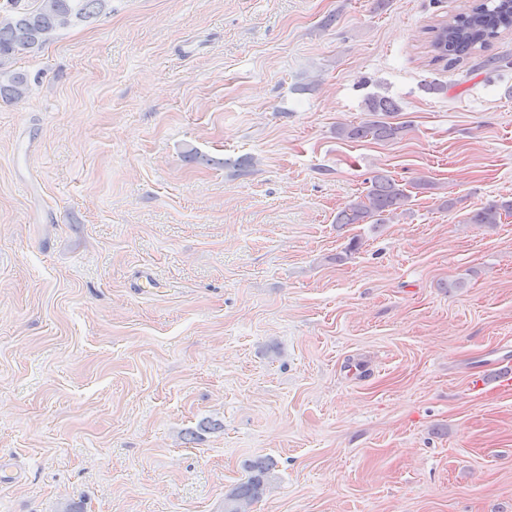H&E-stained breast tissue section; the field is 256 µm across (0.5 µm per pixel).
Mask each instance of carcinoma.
<instances>
[{
    "instance_id": "obj_1",
    "label": "carcinoma",
    "mask_w": 512,
    "mask_h": 512,
    "mask_svg": "<svg viewBox=\"0 0 512 512\" xmlns=\"http://www.w3.org/2000/svg\"><path fill=\"white\" fill-rule=\"evenodd\" d=\"M111 0H37L31 9L17 6L18 0H8L10 10L0 17V95L20 99L28 90V77L23 72L4 67L6 60L40 50L62 29L60 18L69 16L73 24L89 23L108 9ZM512 28V4L508 0H489L459 13L431 28L434 32L430 47L433 61L458 62L485 47L491 39ZM367 111L388 116L399 106L386 96H371L365 102ZM407 130L404 124L372 120L362 124L342 125L336 134L358 141L370 138L391 142ZM410 194L402 184L387 174L379 173L363 196L349 201L336 214V223L385 224L406 205ZM512 215V200L489 203L469 217L472 224L492 227L502 216ZM251 475L237 486L225 501L253 502L260 498L270 478L271 466L257 463L250 466Z\"/></svg>"
}]
</instances>
